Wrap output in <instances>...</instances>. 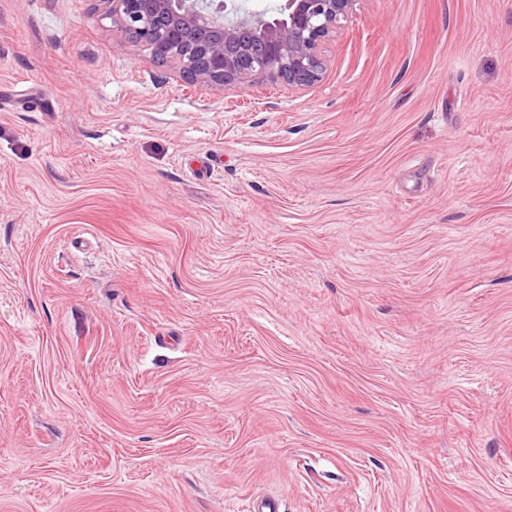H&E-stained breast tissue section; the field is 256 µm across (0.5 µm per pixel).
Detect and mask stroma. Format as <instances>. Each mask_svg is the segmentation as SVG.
Wrapping results in <instances>:
<instances>
[{
	"label": "stroma",
	"instance_id": "1",
	"mask_svg": "<svg viewBox=\"0 0 512 512\" xmlns=\"http://www.w3.org/2000/svg\"><path fill=\"white\" fill-rule=\"evenodd\" d=\"M197 89L0 0V512H512V0H358Z\"/></svg>",
	"mask_w": 512,
	"mask_h": 512
}]
</instances>
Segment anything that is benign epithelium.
Returning a JSON list of instances; mask_svg holds the SVG:
<instances>
[{"instance_id": "7a95c632", "label": "benign epithelium", "mask_w": 512, "mask_h": 512, "mask_svg": "<svg viewBox=\"0 0 512 512\" xmlns=\"http://www.w3.org/2000/svg\"><path fill=\"white\" fill-rule=\"evenodd\" d=\"M125 38L193 85L255 78L307 87L322 78L323 44L357 0H284L276 14L227 10L224 0H102Z\"/></svg>"}]
</instances>
